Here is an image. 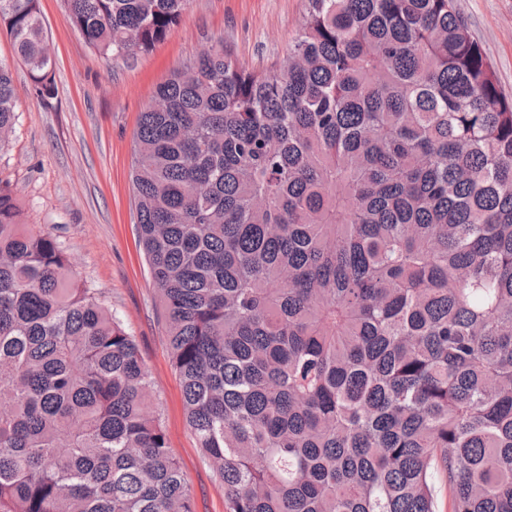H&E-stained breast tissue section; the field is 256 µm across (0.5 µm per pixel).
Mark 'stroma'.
<instances>
[{"label":"stroma","instance_id":"obj_1","mask_svg":"<svg viewBox=\"0 0 512 512\" xmlns=\"http://www.w3.org/2000/svg\"><path fill=\"white\" fill-rule=\"evenodd\" d=\"M305 0H190L177 26L146 54L103 57L74 29L64 0H39L54 59L55 90L36 94L9 32L0 65L12 73L19 121L0 150L22 221L65 249L75 276L96 288L134 337L148 369L154 409L192 492L196 512H224V486L187 422L156 286L139 246L131 168L134 133L156 86L217 44L256 70L275 67L301 21ZM472 37L512 97V0H456Z\"/></svg>","mask_w":512,"mask_h":512}]
</instances>
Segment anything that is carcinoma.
Segmentation results:
<instances>
[{"label": "carcinoma", "instance_id": "obj_1", "mask_svg": "<svg viewBox=\"0 0 512 512\" xmlns=\"http://www.w3.org/2000/svg\"><path fill=\"white\" fill-rule=\"evenodd\" d=\"M104 56L189 0H64ZM54 92L38 0H0ZM131 181L226 512H512V100L455 0H307L279 67L218 45ZM0 66V150L17 124ZM135 340L0 181V512H195Z\"/></svg>", "mask_w": 512, "mask_h": 512}]
</instances>
